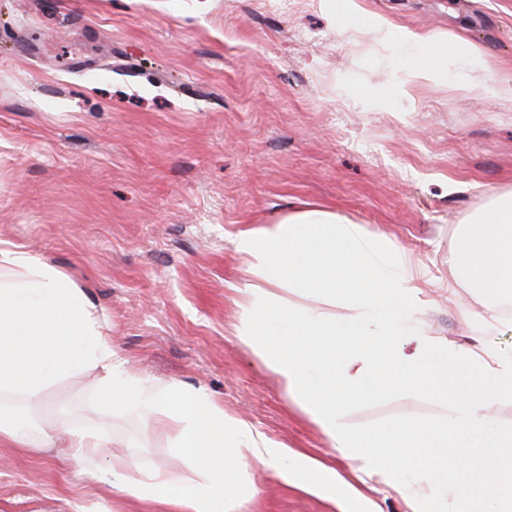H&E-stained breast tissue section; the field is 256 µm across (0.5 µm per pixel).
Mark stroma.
<instances>
[{
	"mask_svg": "<svg viewBox=\"0 0 512 512\" xmlns=\"http://www.w3.org/2000/svg\"><path fill=\"white\" fill-rule=\"evenodd\" d=\"M336 0H0V249L66 273L112 328L119 355L159 384L200 388L289 451L328 441L240 343L252 279L240 232L308 208L400 244L426 288L419 325L512 357V303L448 281L450 239L512 192V100L447 76L409 81L407 35L455 37L512 80V0H353L380 42L345 29ZM92 376L43 406L0 407L43 435L0 445V512H170L112 489L89 462L59 463L58 418L111 436L141 467L197 471L136 414L109 418ZM449 409L396 391L343 410L358 430ZM241 512H339L254 470Z\"/></svg>",
	"mask_w": 512,
	"mask_h": 512,
	"instance_id": "stroma-1",
	"label": "stroma"
}]
</instances>
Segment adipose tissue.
<instances>
[{
  "mask_svg": "<svg viewBox=\"0 0 512 512\" xmlns=\"http://www.w3.org/2000/svg\"><path fill=\"white\" fill-rule=\"evenodd\" d=\"M413 83H433L448 69L482 95L512 99L511 82H488L482 51L457 40L410 36ZM237 249L259 280L242 289L236 334L312 414L332 452L363 483L402 496L409 512H512V432L492 413L512 396V359L487 363L472 351L418 327L422 285L405 251L371 236L335 212L305 209L242 232ZM448 278L488 297L512 296V194L495 196L451 242ZM289 297L278 296V289ZM341 303L344 317L325 312ZM104 371L100 407L139 413L173 439L176 454L200 479L142 469L116 454L101 435L62 426L64 459L107 460L102 480L139 500L176 512H238L256 487L254 467L290 484L341 495L347 512H371L354 487L336 488V472L279 448L246 422L228 419L207 392L159 387L129 371L81 288L59 269L22 252L0 251V395L46 402L48 391L75 375ZM413 387L448 401L446 421L409 420L375 432L351 429L341 409L356 397Z\"/></svg>",
  "mask_w": 512,
  "mask_h": 512,
  "instance_id": "1",
  "label": "adipose tissue"
}]
</instances>
